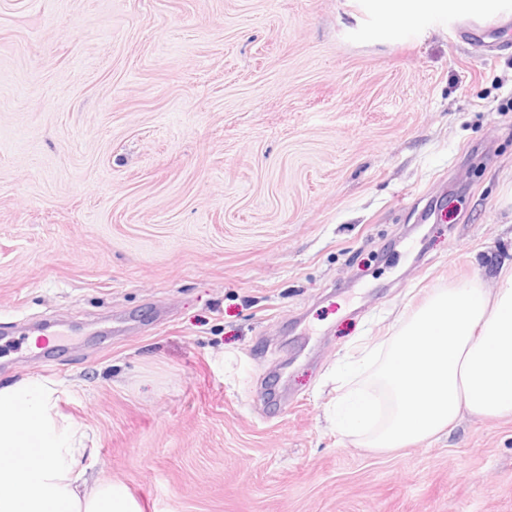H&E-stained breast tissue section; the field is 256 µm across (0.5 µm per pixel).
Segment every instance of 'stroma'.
<instances>
[{
  "mask_svg": "<svg viewBox=\"0 0 512 512\" xmlns=\"http://www.w3.org/2000/svg\"><path fill=\"white\" fill-rule=\"evenodd\" d=\"M368 22L0 0V382L52 363L142 512H512V418L329 419L358 347L512 262V16Z\"/></svg>",
  "mask_w": 512,
  "mask_h": 512,
  "instance_id": "stroma-1",
  "label": "stroma"
}]
</instances>
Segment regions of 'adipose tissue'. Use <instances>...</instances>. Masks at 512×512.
Masks as SVG:
<instances>
[{"label":"adipose tissue","mask_w":512,"mask_h":512,"mask_svg":"<svg viewBox=\"0 0 512 512\" xmlns=\"http://www.w3.org/2000/svg\"><path fill=\"white\" fill-rule=\"evenodd\" d=\"M369 35L430 18L488 17L512 0H368ZM336 424L367 448L430 440L463 415H512V264L493 292L475 284L435 293L381 346L364 351ZM58 383L29 376L0 384V512H141L123 485L97 473L86 427L60 409ZM32 449L25 471L4 458Z\"/></svg>","instance_id":"adipose-tissue-1"}]
</instances>
